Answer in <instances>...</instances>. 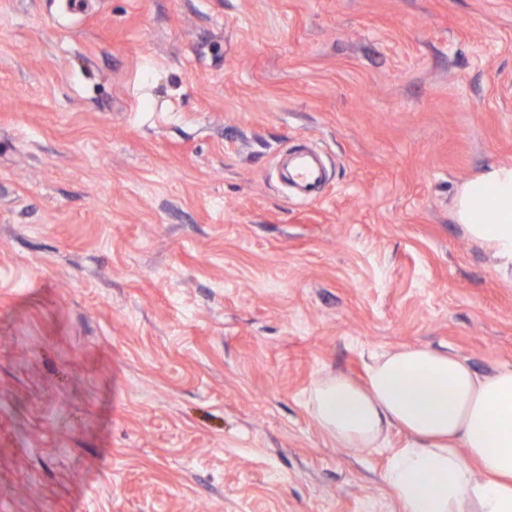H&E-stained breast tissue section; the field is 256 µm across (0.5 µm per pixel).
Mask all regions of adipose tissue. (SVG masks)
<instances>
[{
  "mask_svg": "<svg viewBox=\"0 0 512 512\" xmlns=\"http://www.w3.org/2000/svg\"><path fill=\"white\" fill-rule=\"evenodd\" d=\"M455 220L512 267V166H494L461 190ZM311 415L336 443L381 447L406 436L383 481L400 512H512V367L477 372L427 346L373 353L366 377H325L308 395Z\"/></svg>",
  "mask_w": 512,
  "mask_h": 512,
  "instance_id": "obj_1",
  "label": "adipose tissue"
}]
</instances>
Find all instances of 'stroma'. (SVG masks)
<instances>
[{
  "instance_id": "35a3bbf8",
  "label": "stroma",
  "mask_w": 512,
  "mask_h": 512,
  "mask_svg": "<svg viewBox=\"0 0 512 512\" xmlns=\"http://www.w3.org/2000/svg\"><path fill=\"white\" fill-rule=\"evenodd\" d=\"M68 2L0 0V512H399L403 436L336 444L308 392L512 366L454 218L512 165V0ZM290 178L300 189L308 192L310 188L319 182L321 172L313 161L305 159L300 161L295 166L294 170L291 169Z\"/></svg>"
}]
</instances>
